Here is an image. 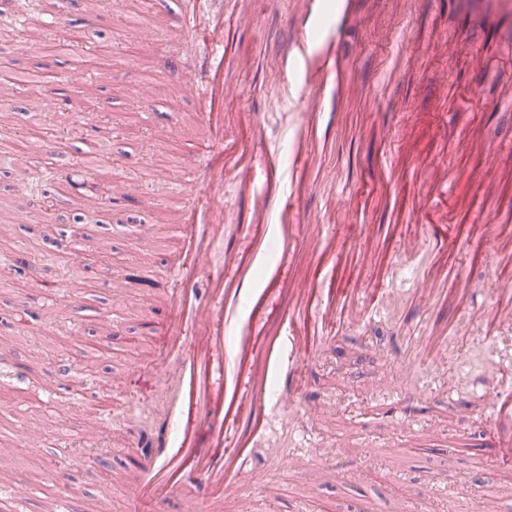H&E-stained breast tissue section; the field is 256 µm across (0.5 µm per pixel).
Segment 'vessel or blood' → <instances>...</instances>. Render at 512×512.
Returning <instances> with one entry per match:
<instances>
[{
	"label": "vessel or blood",
	"instance_id": "vessel-or-blood-1",
	"mask_svg": "<svg viewBox=\"0 0 512 512\" xmlns=\"http://www.w3.org/2000/svg\"><path fill=\"white\" fill-rule=\"evenodd\" d=\"M196 0H179L177 18L188 38L200 41L196 54L182 58L198 77L195 104L199 111L224 109V31L199 30ZM335 9L314 0L297 45V80L288 100L297 111L321 112L320 90L332 85L328 71L312 62L329 40ZM181 187L195 198L182 215L179 233L184 260L172 271L175 287L166 289L164 318L149 323L158 340L153 374L170 358H178L183 390L166 407L154 434L140 445L152 449L153 475L134 485L133 506L151 505L163 512L171 503L181 512H212L223 494L244 490L252 478L250 453L268 438L289 408L298 406L297 374L315 360L321 331L336 320L339 306L353 302L356 291L336 285V257L322 237L334 236L331 224L301 225L286 220L287 196L297 195L296 163H283L270 153L261 173L269 211L262 223L248 225L250 247L227 265L211 260L221 244L218 227L224 216V124L210 126L205 157ZM288 194H281V187ZM138 181L113 184L108 202L144 198ZM496 320L512 323V289L490 288ZM489 420L500 463L512 465V401L495 396Z\"/></svg>",
	"mask_w": 512,
	"mask_h": 512
}]
</instances>
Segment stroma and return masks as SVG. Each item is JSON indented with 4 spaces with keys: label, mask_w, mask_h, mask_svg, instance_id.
Segmentation results:
<instances>
[{
    "label": "stroma",
    "mask_w": 512,
    "mask_h": 512,
    "mask_svg": "<svg viewBox=\"0 0 512 512\" xmlns=\"http://www.w3.org/2000/svg\"><path fill=\"white\" fill-rule=\"evenodd\" d=\"M339 18L314 60L331 69L333 88L322 93L316 115L276 112L268 100L283 79L295 76L296 41L313 0H224V246H248L245 225L265 202L254 174L266 150L288 152V133L300 134L299 195L288 203L292 224L336 227V269L361 288H389L396 308L361 299L337 312L314 363L302 368V403L289 410L286 435L253 454L257 478L249 490L254 512H512V484L485 436L483 399L512 388V323L496 322L486 309L487 283L512 286V9L483 11L475 0H340ZM176 0H124L88 14L68 6L58 33L70 54L105 33L112 45V82L73 72L57 84L72 113H112L110 164L95 176L111 182L115 170L147 186L149 204H130L114 223L86 224L79 258L100 263L114 254L123 264L114 289L101 276L83 290L38 312L63 281L57 267L38 265L28 287L0 280V401L13 412L0 431L15 460L4 485L29 492L28 512L69 498L74 512H128L131 476L144 464L131 443L170 403L175 367L163 382L134 376L155 357L147 317L165 314L161 294L166 265L178 257V227L164 217L185 203L177 186L156 190L148 167L167 159V178L184 175L191 155L207 146L206 129L188 94L192 77L175 65L171 17ZM455 53H447L448 42ZM153 85V105L140 99L139 83ZM262 115L252 132L245 115ZM40 201L21 175L0 177V224L11 227L27 253L44 245ZM158 225L143 249L139 225ZM473 224H497V250L467 245ZM356 238V251L345 247ZM423 288H469L424 305ZM112 321L111 357L70 344L61 348V324L84 330ZM428 329L446 337L441 353L426 351L412 368L419 389L399 387L406 367L401 337ZM27 341H17L18 332ZM87 363L91 381H59L56 363ZM110 411L111 428L82 447L107 450L110 474L97 459L61 471L67 451L48 418L56 414L76 430L90 413ZM312 456L322 468L314 480L296 460Z\"/></svg>",
    "instance_id": "1"
}]
</instances>
